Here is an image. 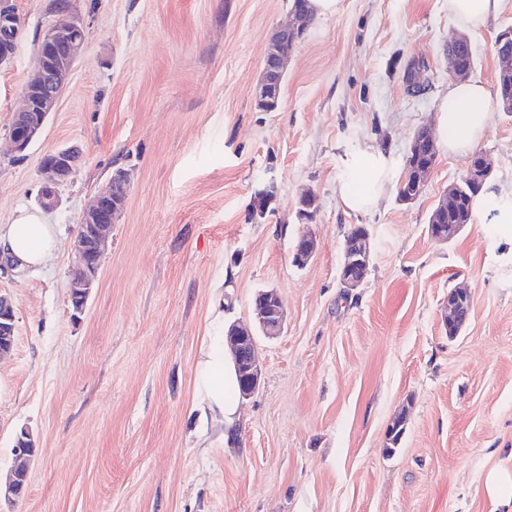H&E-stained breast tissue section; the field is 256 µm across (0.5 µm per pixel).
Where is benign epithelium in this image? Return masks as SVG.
<instances>
[{
  "label": "benign epithelium",
  "instance_id": "1",
  "mask_svg": "<svg viewBox=\"0 0 512 512\" xmlns=\"http://www.w3.org/2000/svg\"><path fill=\"white\" fill-rule=\"evenodd\" d=\"M68 20L53 24L43 30L39 38L42 50L58 54L59 61L47 67L38 62L35 77L24 89V108L15 113L8 129L13 153L22 156L43 129L75 62L84 45L83 26L79 18L67 10ZM18 21L10 0H0V65L14 55L18 39ZM306 25V17L293 14V21L275 29L270 38L268 51L259 82L255 90L258 107H265L272 97L280 95L281 84L286 74L290 54L282 49L290 36ZM78 151L73 148L60 149L47 155L41 162L45 175L40 190V204L45 209L55 206L57 189L74 174ZM493 165L485 152L470 159L465 178L479 182L492 172ZM129 175L123 167L112 171L110 190L99 196L82 214L74 242L75 261L69 282V299L72 309L83 311L91 289L94 288L101 266L102 248L108 238L112 224L121 214L129 192ZM316 243L312 236L300 237L292 251V263L306 266L314 257ZM371 261L370 232L363 230L354 244L353 253L346 256L340 267V280L344 287L352 290L359 287L369 270ZM258 326L268 337L282 334L284 316L278 292L264 289L254 303ZM470 295L456 289L448 295V312L444 317L446 329L458 333L470 320ZM15 314L7 300L0 297V356L8 354L15 343ZM237 372L242 378L240 397L251 396L258 388L262 369L258 357L256 338L244 327L230 326L225 332Z\"/></svg>",
  "mask_w": 512,
  "mask_h": 512
}]
</instances>
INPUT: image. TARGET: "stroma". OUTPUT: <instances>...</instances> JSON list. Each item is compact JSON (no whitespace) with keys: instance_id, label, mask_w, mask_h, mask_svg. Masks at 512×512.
Listing matches in <instances>:
<instances>
[{"instance_id":"1","label":"stroma","mask_w":512,"mask_h":512,"mask_svg":"<svg viewBox=\"0 0 512 512\" xmlns=\"http://www.w3.org/2000/svg\"><path fill=\"white\" fill-rule=\"evenodd\" d=\"M11 3L21 27L0 66V227L41 210L44 156L74 148L79 161L44 212L58 250L37 271L0 273L16 316L0 358V480L21 431L36 446L26 493L0 512H494L485 478L512 471V224L429 236L469 163L442 148L419 199L398 200L411 139L450 79L448 0H342L298 43L272 112L254 88L291 0H71L83 50L19 159L8 127L56 15L52 0ZM510 27L504 0L470 32L474 79L495 85L494 42ZM488 112L478 148L512 193V112ZM368 146L389 156L392 178L375 208L351 211L338 186ZM120 166L128 199L77 316V225ZM268 182L276 199L252 214ZM356 224L372 259L349 290L339 267ZM306 232L318 248L300 268L291 252ZM458 287L472 313L452 337L441 315ZM265 288L282 298L284 331L257 335L260 385L237 400L228 435L198 391L200 363L224 326L252 323ZM402 412L404 437L387 451Z\"/></svg>"}]
</instances>
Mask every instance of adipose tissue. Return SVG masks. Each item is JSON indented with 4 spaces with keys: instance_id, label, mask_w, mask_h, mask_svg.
Listing matches in <instances>:
<instances>
[{
    "instance_id": "1",
    "label": "adipose tissue",
    "mask_w": 512,
    "mask_h": 512,
    "mask_svg": "<svg viewBox=\"0 0 512 512\" xmlns=\"http://www.w3.org/2000/svg\"><path fill=\"white\" fill-rule=\"evenodd\" d=\"M504 0H448V14L463 31L485 26L500 13ZM490 91L480 81H452L438 98L434 115L440 143L450 153L467 155L482 140L487 127ZM349 167L358 182L340 184L338 192L344 207L363 210L376 206L391 178V162L382 151L369 148L354 155ZM58 246L57 231L35 212L18 210L6 232H0V254L24 270L42 266ZM234 381V369L224 356L223 343L212 345L200 369L202 393L209 406L221 413L226 427L237 420L236 405L225 391Z\"/></svg>"
}]
</instances>
